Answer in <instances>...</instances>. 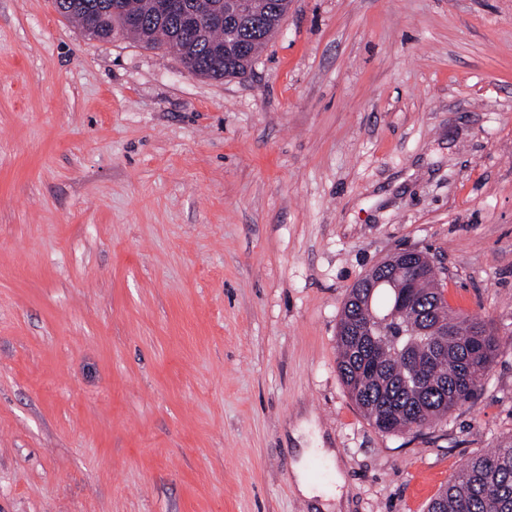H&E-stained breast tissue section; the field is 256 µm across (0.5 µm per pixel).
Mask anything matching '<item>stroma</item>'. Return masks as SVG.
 Returning a JSON list of instances; mask_svg holds the SVG:
<instances>
[{
  "instance_id": "stroma-1",
  "label": "stroma",
  "mask_w": 512,
  "mask_h": 512,
  "mask_svg": "<svg viewBox=\"0 0 512 512\" xmlns=\"http://www.w3.org/2000/svg\"><path fill=\"white\" fill-rule=\"evenodd\" d=\"M403 248L501 350L378 432L337 371ZM512 439V0H291L243 76L0 0V512H427ZM295 478L298 485V489L300 492L307 498L313 499L318 498L322 499L325 502L329 500H335V508L340 509V502L342 497V492L337 487H342L344 485V479L340 475V473L336 470L335 477V486L332 487H324L321 485L314 484L308 478L304 469L298 466L295 470Z\"/></svg>"
}]
</instances>
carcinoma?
Returning <instances> with one entry per match:
<instances>
[{"mask_svg": "<svg viewBox=\"0 0 512 512\" xmlns=\"http://www.w3.org/2000/svg\"><path fill=\"white\" fill-rule=\"evenodd\" d=\"M289 0H263L264 24L243 31L231 15L224 27L186 32L183 20L152 14L151 0H53L55 10L91 36L133 38L166 47L195 75L223 79L251 69L288 13ZM145 19L132 25L129 19ZM413 288L416 307L398 306L396 291L353 288L337 332V370L351 399L378 431L419 432L472 400L500 345L482 318L452 310L428 257ZM453 323L457 334L440 335ZM429 512H512V440L464 465L429 505Z\"/></svg>", "mask_w": 512, "mask_h": 512, "instance_id": "1", "label": "carcinoma"}]
</instances>
